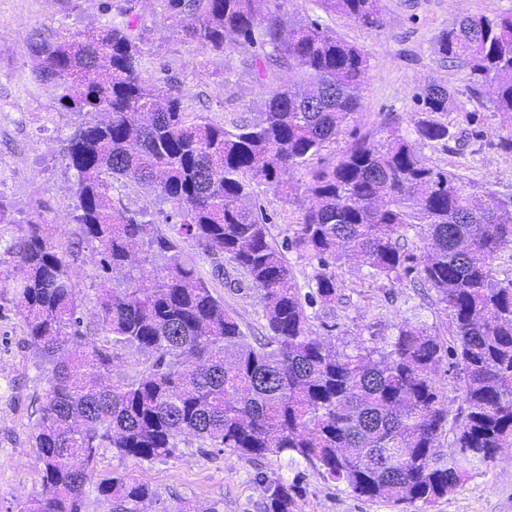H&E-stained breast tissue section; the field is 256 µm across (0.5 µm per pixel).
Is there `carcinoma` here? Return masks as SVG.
<instances>
[{
	"label": "carcinoma",
	"mask_w": 512,
	"mask_h": 512,
	"mask_svg": "<svg viewBox=\"0 0 512 512\" xmlns=\"http://www.w3.org/2000/svg\"><path fill=\"white\" fill-rule=\"evenodd\" d=\"M290 0H167L194 49L222 53L257 46L256 75L277 69L257 116L228 129L184 106L172 78L144 75L140 34L129 10L95 30L35 45V71L55 81L59 101L92 119L68 139L81 237L106 275L96 329L83 330L72 276L74 254L49 224H29L0 244V288H11L32 346L52 365L34 435L43 493L27 512H80L99 450L153 462L181 436L250 459L302 460L350 493L425 508L472 471L512 447V277L493 261L512 249V203L468 192L461 177L430 167L419 145L445 151L458 140L442 120L454 106L447 86L427 84L414 100L424 114L415 137L388 123L382 143L351 131L339 161L322 152L361 108L370 68L320 15L283 21ZM367 29L382 27L381 0H313ZM441 60L467 69L473 94L490 81L494 111L512 119V15L467 16L441 33ZM309 200L291 244L318 263L316 288L301 295L285 256L268 240L269 216L249 200L245 178L297 187ZM132 182L172 204L175 234L148 241L147 212L114 204L115 184ZM427 227L417 256L406 232ZM187 241L224 274L230 263L260 291L268 334L246 341L176 240ZM166 263L147 272L153 257ZM346 258L372 278L400 283L415 273L449 316L450 340L408 320L388 348L363 343L337 352L310 335L308 309L340 299L331 265ZM155 355L139 377L112 380L113 349ZM460 367L461 406L449 415L435 374ZM452 434L448 454L436 451ZM265 512H294L296 486L263 476ZM112 512H144L155 492L144 478L94 483Z\"/></svg>",
	"instance_id": "carcinoma-1"
}]
</instances>
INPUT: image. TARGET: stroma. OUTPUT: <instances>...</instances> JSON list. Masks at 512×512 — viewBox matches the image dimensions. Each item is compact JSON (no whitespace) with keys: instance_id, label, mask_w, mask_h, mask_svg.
Returning <instances> with one entry per match:
<instances>
[{"instance_id":"1","label":"stroma","mask_w":512,"mask_h":512,"mask_svg":"<svg viewBox=\"0 0 512 512\" xmlns=\"http://www.w3.org/2000/svg\"><path fill=\"white\" fill-rule=\"evenodd\" d=\"M112 3L131 6L146 74L167 69L188 90L189 111L204 113L225 127L258 112L272 85L257 79L253 46L237 42L221 54L197 51L169 18L166 0ZM382 7L384 24L376 30L339 15L327 19L341 38L363 46L369 55V80L353 126L379 143L388 136L385 118L392 114L399 117L403 132L413 133L420 117L414 93L430 82L447 85L456 97L448 121L462 132L464 151L452 154L425 144L422 155L430 166L461 174L467 191L512 199V156L486 141L494 133L511 136L512 119L494 112L491 84L473 95L468 70L441 62L436 51L442 30L466 16L510 14L512 0H382ZM106 20L99 0H0V202L8 207L0 241L22 235L33 220L56 225L63 241L78 252L73 272L84 324L90 329L97 322L102 281L91 247L73 221L78 199L74 173L65 160L67 140L86 116L64 108L53 84L36 80L25 41L81 33ZM478 130L483 138H475ZM247 190L253 202L274 217L269 227L272 243L293 237L302 214L298 203L288 201L272 184L252 181ZM114 197L127 210L150 211L154 233L168 234L171 203L132 183L118 186ZM180 248L248 340L265 336L260 294L241 271L228 264L223 274H214L196 247L184 242ZM334 272L342 298L334 309L312 308L308 327L337 351H351L360 342L383 346L406 319L425 323L432 334L447 335L448 314L422 282L373 279L367 267L347 260L338 261ZM14 303L12 290L0 288V512H22L27 498L42 491L33 436L50 366L29 346ZM260 471L299 483L296 512H401L393 503L359 498L343 484L324 481L307 463L291 466L282 456L253 460L228 449L219 453L192 436L182 437L172 457L151 463L104 448L95 467L99 477L146 476L157 495L148 512H178L185 503L198 512H263L265 492L254 480ZM427 512H512V452L498 454Z\"/></svg>"}]
</instances>
